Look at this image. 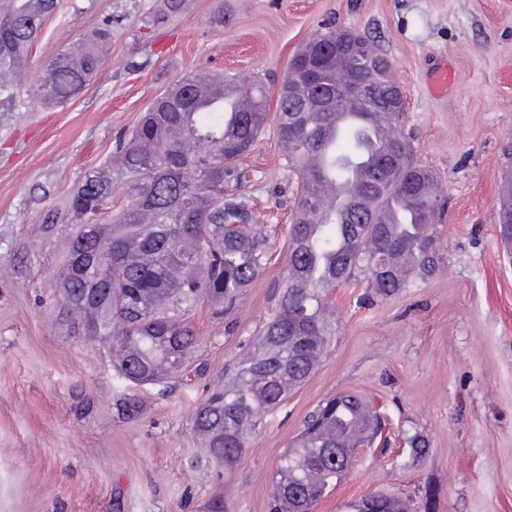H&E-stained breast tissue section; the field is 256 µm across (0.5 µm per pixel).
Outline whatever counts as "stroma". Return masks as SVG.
<instances>
[{
	"label": "stroma",
	"mask_w": 512,
	"mask_h": 512,
	"mask_svg": "<svg viewBox=\"0 0 512 512\" xmlns=\"http://www.w3.org/2000/svg\"><path fill=\"white\" fill-rule=\"evenodd\" d=\"M162 0H59L28 56L31 69L95 29L112 41L96 78L45 107L26 87L0 102V512H201L214 495L234 512H270L278 459L325 399L374 396L386 452L361 449L312 512H347L371 491L408 512H512V244L496 223L512 145V0H184L150 26ZM230 20L211 24L216 7ZM379 37L405 90L418 161L448 198L435 278L384 298L364 277L335 289L336 336L315 372L253 434L215 485L191 467V416L271 316L284 283L295 185L273 129L239 160L264 216L272 259L224 322L207 304L188 314L197 373L171 385L120 380L105 347L60 336L57 285L76 227L68 204L109 166L119 136L198 69L263 74L278 90L288 61L326 25ZM448 62L456 81L432 97L426 76ZM137 417L118 412L126 395ZM422 433L413 460L405 435Z\"/></svg>",
	"instance_id": "35a3bbf8"
}]
</instances>
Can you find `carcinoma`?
I'll return each instance as SVG.
<instances>
[{
  "mask_svg": "<svg viewBox=\"0 0 512 512\" xmlns=\"http://www.w3.org/2000/svg\"><path fill=\"white\" fill-rule=\"evenodd\" d=\"M58 0H0V99L25 84L36 104L62 103L83 92L99 72L108 26L50 59L37 74L26 62ZM346 39L355 51L316 68L315 80L288 84L271 112L265 77L252 82L250 99L232 114L224 104L201 103L199 85L232 81L200 69L164 91L133 130L118 139L115 166L126 179L128 202L118 222L97 224L112 194L105 172L88 177L69 202L79 223L60 280L57 324L65 336H88L108 348L118 376L135 385L189 374L199 338L185 313L200 301L213 318L232 313L247 288L265 271L270 246L247 199L249 183L235 162L249 153L272 122L285 167L295 184L288 235V273L275 311L224 380L195 410L192 426L217 480L232 468L266 416L316 369L336 336L328 294L365 274L390 296L434 277L442 265L438 224L447 207L438 176L419 163L401 128L407 112H384L366 130L328 137L336 112L353 100L344 89L350 73L389 72L387 54L366 34L329 27L309 38L289 66L318 55L322 41ZM342 182L354 197L333 210L327 184ZM89 256L74 266L73 253ZM385 418L373 398L339 393L308 417L292 448L278 461L273 512H311L345 474L332 453L355 450L382 435ZM381 512H404L401 501L375 493Z\"/></svg>",
  "mask_w": 512,
  "mask_h": 512,
  "instance_id": "cac0c4a2",
  "label": "carcinoma"
}]
</instances>
